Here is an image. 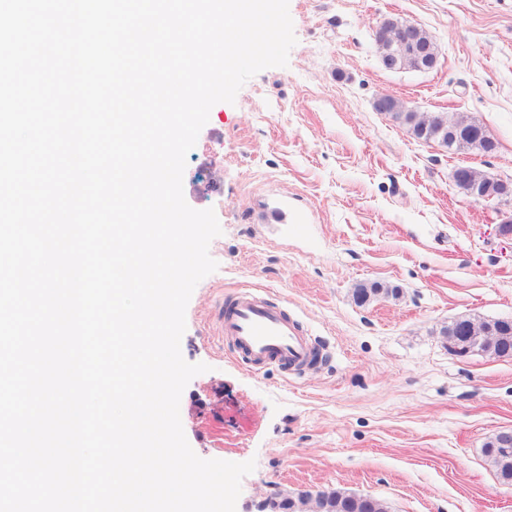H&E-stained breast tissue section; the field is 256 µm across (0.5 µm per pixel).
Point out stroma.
<instances>
[{"label": "stroma", "mask_w": 512, "mask_h": 512, "mask_svg": "<svg viewBox=\"0 0 512 512\" xmlns=\"http://www.w3.org/2000/svg\"><path fill=\"white\" fill-rule=\"evenodd\" d=\"M297 39L284 67L215 104L186 156L184 196L214 209L217 270L186 308L181 352L208 372L180 400L204 459L255 460L236 512L336 489L388 512H512V488L483 454L512 428V360L450 354L439 331L461 315L512 317V205L476 203L462 166L512 182V0H289ZM417 22L438 62L384 69L374 33ZM468 117L493 153L414 139L380 95ZM398 297L358 304L359 285ZM265 292L324 350L321 366L257 369L219 335L227 293Z\"/></svg>", "instance_id": "stroma-1"}]
</instances>
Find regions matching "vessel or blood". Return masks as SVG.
Wrapping results in <instances>:
<instances>
[{
    "label": "vessel or blood",
    "mask_w": 512,
    "mask_h": 512,
    "mask_svg": "<svg viewBox=\"0 0 512 512\" xmlns=\"http://www.w3.org/2000/svg\"><path fill=\"white\" fill-rule=\"evenodd\" d=\"M218 323L227 344L253 367L298 371L322 362L321 346L287 309L261 293L240 290L224 298Z\"/></svg>",
    "instance_id": "vessel-or-blood-1"
}]
</instances>
